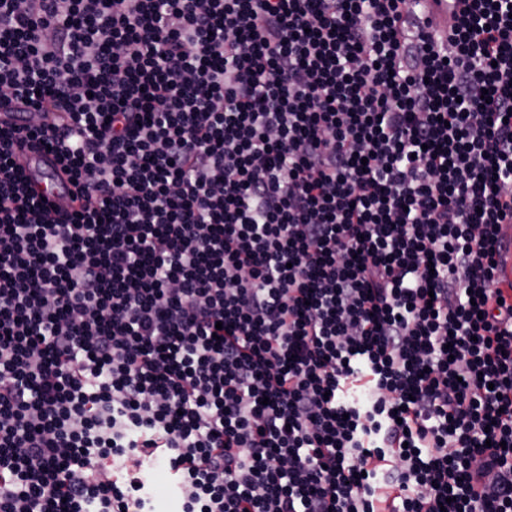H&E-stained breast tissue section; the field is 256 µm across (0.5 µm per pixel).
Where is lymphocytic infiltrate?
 I'll return each instance as SVG.
<instances>
[{
  "label": "lymphocytic infiltrate",
  "mask_w": 512,
  "mask_h": 512,
  "mask_svg": "<svg viewBox=\"0 0 512 512\" xmlns=\"http://www.w3.org/2000/svg\"><path fill=\"white\" fill-rule=\"evenodd\" d=\"M412 3L0 0V512H512V0ZM463 7L461 0H419L417 10L431 19V30L447 38L448 24ZM19 164L24 174L51 198L66 196L69 191L66 182L60 175L55 156L51 153L41 151L27 153L20 157ZM506 238L509 242V249L502 250L498 280V288L509 290L512 287V224H508L506 228ZM152 498V512H175V500L170 475L162 468H156L152 484H148Z\"/></svg>",
  "instance_id": "f902f5d3"
}]
</instances>
